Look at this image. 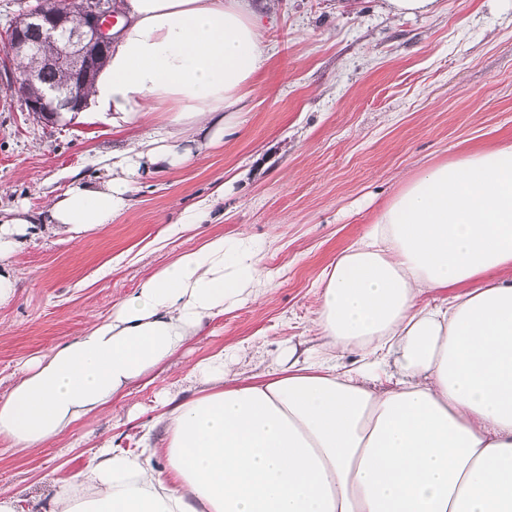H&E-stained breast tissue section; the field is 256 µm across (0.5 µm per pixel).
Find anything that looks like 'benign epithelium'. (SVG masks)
I'll list each match as a JSON object with an SVG mask.
<instances>
[{"label": "benign epithelium", "instance_id": "7a95c632", "mask_svg": "<svg viewBox=\"0 0 512 512\" xmlns=\"http://www.w3.org/2000/svg\"><path fill=\"white\" fill-rule=\"evenodd\" d=\"M113 0H35L10 24L7 50L15 54L32 49L25 31L34 30L37 44L52 47L41 65L70 75L62 85L44 87L24 97L29 113L52 122L63 112H79L86 99L83 89L94 78L112 47L116 12Z\"/></svg>", "mask_w": 512, "mask_h": 512}]
</instances>
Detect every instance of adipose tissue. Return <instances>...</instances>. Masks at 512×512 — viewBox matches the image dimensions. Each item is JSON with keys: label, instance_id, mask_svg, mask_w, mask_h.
I'll return each instance as SVG.
<instances>
[{"label": "adipose tissue", "instance_id": "adipose-tissue-1", "mask_svg": "<svg viewBox=\"0 0 512 512\" xmlns=\"http://www.w3.org/2000/svg\"><path fill=\"white\" fill-rule=\"evenodd\" d=\"M115 7L87 102L118 128L159 114L158 135L119 154L104 185L1 221L0 262L28 225L110 223L142 165H184L194 135L231 134L269 60L260 20L275 0ZM263 278L244 231L177 254L107 318L18 367L0 439L31 450L92 420ZM312 329L320 354L289 347L261 379L228 370L220 351L197 361V389L167 404L160 446L91 449L53 512H512V142L406 179L324 268ZM348 351L359 358L346 367Z\"/></svg>", "mask_w": 512, "mask_h": 512}]
</instances>
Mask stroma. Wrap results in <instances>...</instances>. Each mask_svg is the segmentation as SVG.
<instances>
[{
  "instance_id": "35a3bbf8",
  "label": "stroma",
  "mask_w": 512,
  "mask_h": 512,
  "mask_svg": "<svg viewBox=\"0 0 512 512\" xmlns=\"http://www.w3.org/2000/svg\"><path fill=\"white\" fill-rule=\"evenodd\" d=\"M262 38L270 59L238 132L133 186L129 207L101 228L55 234L33 225L11 257L15 295L0 305V396L26 360L108 316L176 254L209 236L247 231L271 272L267 293L207 322L200 334L113 409L44 447L0 442V491L22 512H51L59 482L103 441L136 449L164 396H190L198 360L227 349L233 371L264 376L312 330L320 275L365 232L405 179L466 151L512 141V0H437L395 16L386 0H278ZM17 67L0 51V216L40 209L78 183L112 176V157L155 133L115 130L110 115L41 123L23 108ZM206 223L169 234L203 199Z\"/></svg>"
}]
</instances>
